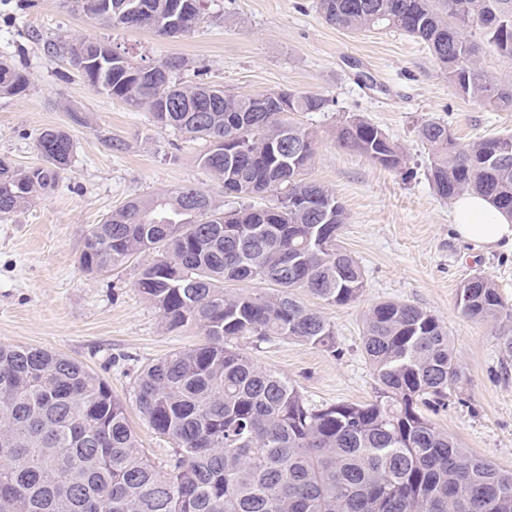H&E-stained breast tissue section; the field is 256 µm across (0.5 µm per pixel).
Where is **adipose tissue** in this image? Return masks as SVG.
I'll return each mask as SVG.
<instances>
[{
	"instance_id": "ef3b65f1",
	"label": "adipose tissue",
	"mask_w": 512,
	"mask_h": 512,
	"mask_svg": "<svg viewBox=\"0 0 512 512\" xmlns=\"http://www.w3.org/2000/svg\"><path fill=\"white\" fill-rule=\"evenodd\" d=\"M452 229L476 248L512 249V219L499 213L481 196L465 194L454 200Z\"/></svg>"
}]
</instances>
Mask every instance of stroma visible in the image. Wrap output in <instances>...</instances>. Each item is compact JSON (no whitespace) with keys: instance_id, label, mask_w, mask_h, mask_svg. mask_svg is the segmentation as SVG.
Instances as JSON below:
<instances>
[{"instance_id":"obj_1","label":"stroma","mask_w":512,"mask_h":512,"mask_svg":"<svg viewBox=\"0 0 512 512\" xmlns=\"http://www.w3.org/2000/svg\"><path fill=\"white\" fill-rule=\"evenodd\" d=\"M93 38L127 51L134 63L182 56L183 81H203L238 96L278 89L329 98L324 112L292 114L317 135L310 180L334 190L347 213L342 245L365 271L361 299L335 306L304 295L336 331L328 352L291 340L238 346L291 380L307 403L374 401L379 384L362 349L363 318L375 303L409 302L443 320L469 384L433 422L469 454L512 469V358L502 337L512 322H474L456 307L463 280L489 275L512 301V251L481 250L456 238L449 201L428 179V151L418 137L424 121L448 124L460 145L512 133V111H490L449 84L423 42L400 32L350 34L326 23L316 0H207L202 22L187 36L147 28H106L75 0H0V58L30 79L26 95L0 96V157L28 166L38 160L37 135L69 132L75 152L45 200L0 219V344L42 347L104 378L125 405L142 447L155 460L168 445L140 417L133 379L143 366L202 342L193 328L168 330L136 286L146 255L110 273L79 265L91 225L133 197L192 185L222 197L218 181L197 157L206 145L154 125L147 108L89 87L68 59L52 54L58 36ZM353 118L385 131L402 148L401 167H384L339 147L337 126Z\"/></svg>"}]
</instances>
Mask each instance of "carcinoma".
I'll list each match as a JSON object with an SVG mask.
<instances>
[{
	"label": "carcinoma",
	"instance_id": "carcinoma-1",
	"mask_svg": "<svg viewBox=\"0 0 512 512\" xmlns=\"http://www.w3.org/2000/svg\"><path fill=\"white\" fill-rule=\"evenodd\" d=\"M110 2L109 13L100 0H82V8L124 27L125 11L143 5L139 26L191 33L168 0ZM317 8L343 31L420 39L462 97L512 110V90L483 69L464 35L475 25L512 58V0H318ZM58 49L91 87L147 108L161 129L205 141L198 163L237 206L226 212L224 201L183 186L127 200L89 229L84 272L153 254L137 288L167 328L204 336L134 380L136 406L169 454L157 464L140 448L124 404L81 363L0 345V512H512V470L467 453L421 411L447 409L468 384L448 327L433 313L393 300L365 313L363 350L380 385L369 403L312 408L294 383L234 345L282 337L334 352L333 326L301 294L346 306L364 293V269L340 244L344 206L305 178L315 132L288 121L292 112L325 111L329 99L290 90L284 108L264 93L179 82L183 57L136 65L89 39H64ZM29 85L21 68L0 60V95L22 96ZM418 136L439 198L477 193L512 218L511 133L462 147L447 124L427 120ZM333 137L385 167L402 163V148L363 119L336 127ZM35 150L32 166L0 157L1 219L55 190L75 144L68 131L49 128ZM260 196L269 203L253 204ZM244 281L258 287L224 288ZM456 306L474 321L512 320V303L481 272L460 284Z\"/></svg>",
	"mask_w": 512,
	"mask_h": 512
}]
</instances>
